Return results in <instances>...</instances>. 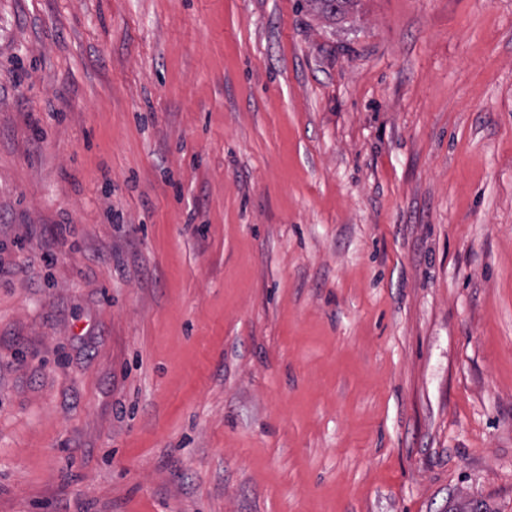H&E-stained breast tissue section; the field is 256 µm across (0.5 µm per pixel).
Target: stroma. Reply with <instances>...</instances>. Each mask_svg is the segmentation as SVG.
Returning a JSON list of instances; mask_svg holds the SVG:
<instances>
[{
	"instance_id": "obj_1",
	"label": "stroma",
	"mask_w": 512,
	"mask_h": 512,
	"mask_svg": "<svg viewBox=\"0 0 512 512\" xmlns=\"http://www.w3.org/2000/svg\"><path fill=\"white\" fill-rule=\"evenodd\" d=\"M469 500L512 512V0H0V512ZM357 0H306L312 9L326 18H336L349 11Z\"/></svg>"
}]
</instances>
